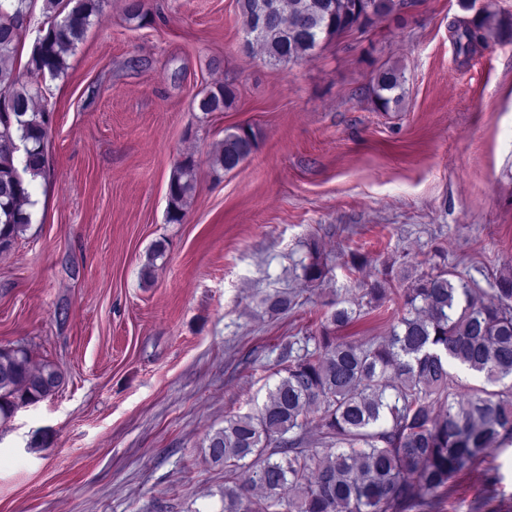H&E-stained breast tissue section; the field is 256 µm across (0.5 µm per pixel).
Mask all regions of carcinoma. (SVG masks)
<instances>
[{"mask_svg": "<svg viewBox=\"0 0 512 512\" xmlns=\"http://www.w3.org/2000/svg\"><path fill=\"white\" fill-rule=\"evenodd\" d=\"M103 0H45L51 15L23 68L16 56L31 22V0H0V252L9 250L33 217L29 185L45 177L54 112L40 104L42 82L68 69ZM403 0H237L244 47L261 48L277 68L316 54L328 40L369 28ZM494 34L482 9L463 21L458 40L469 49ZM396 67L377 71L372 94L387 112L406 94ZM236 98L229 84L205 89L199 109L222 112ZM256 134L225 132L210 161L229 173L256 148ZM196 163L184 158L167 189V221L183 222L195 186ZM391 294L374 281L363 296ZM278 315L297 302L282 292L266 298ZM361 309H335L317 333L288 340L279 356L284 376L255 413L224 419L208 437L211 461L224 466V512H270L288 499V512H405L432 506L429 497L470 470L493 446L512 441V385L453 391L449 367L480 373L486 383L512 379V275L488 301L448 273L427 274L404 289L401 316L381 342L359 344L336 335ZM52 362L35 366L24 346L0 347V419L20 405L60 389Z\"/></svg>", "mask_w": 512, "mask_h": 512, "instance_id": "1", "label": "carcinoma"}]
</instances>
